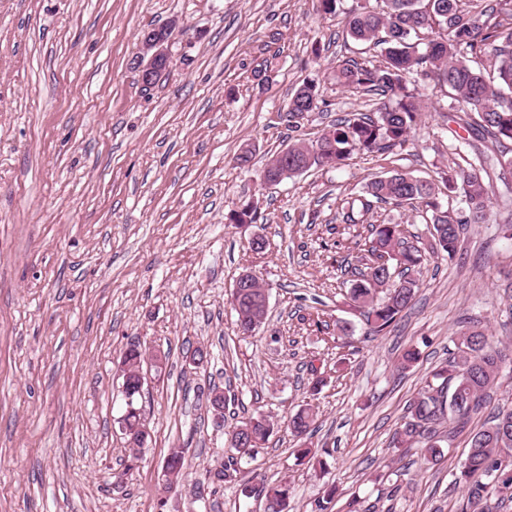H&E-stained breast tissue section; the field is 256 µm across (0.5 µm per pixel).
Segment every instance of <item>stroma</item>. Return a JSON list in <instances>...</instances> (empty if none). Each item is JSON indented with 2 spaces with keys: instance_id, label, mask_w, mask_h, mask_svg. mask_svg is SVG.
<instances>
[{
  "instance_id": "obj_1",
  "label": "stroma",
  "mask_w": 512,
  "mask_h": 512,
  "mask_svg": "<svg viewBox=\"0 0 512 512\" xmlns=\"http://www.w3.org/2000/svg\"><path fill=\"white\" fill-rule=\"evenodd\" d=\"M363 2L340 0L329 15L318 0H0V512H261L238 479L208 477L231 455L227 432L260 412L275 427L248 466L252 485L287 480L289 512H312L331 485L334 512L354 499L362 512H458L466 432L430 468L419 448L390 441L457 336L478 326L512 344V238L499 230L512 208L466 225L455 257L430 255L411 307L372 336L346 304L369 227L341 223L337 206L402 171L461 210L443 174L495 143L466 133L422 77L424 109L402 148L262 179L289 142L282 115L304 80L319 79L328 103L303 120L305 139L373 108L330 75L340 56L382 60L344 31ZM173 19L185 28L173 64L144 86L141 37ZM250 202L258 223H229ZM244 273L269 293L248 338L230 305ZM133 343L163 357L148 373L137 455L118 427V366ZM198 346L211 355L199 369ZM410 347L419 359L400 369ZM213 383L230 398L220 432L200 395ZM305 405L316 428L300 440L287 424ZM301 446L328 449L325 469L297 460ZM175 450L190 477L167 492L161 470Z\"/></svg>"
}]
</instances>
